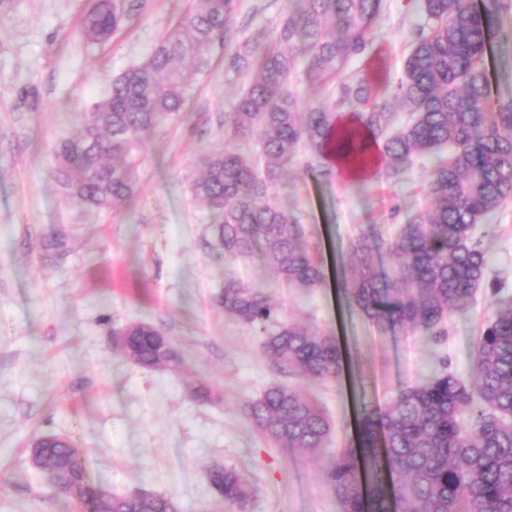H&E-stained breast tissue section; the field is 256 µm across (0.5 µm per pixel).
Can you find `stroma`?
<instances>
[{"instance_id":"obj_1","label":"stroma","mask_w":512,"mask_h":512,"mask_svg":"<svg viewBox=\"0 0 512 512\" xmlns=\"http://www.w3.org/2000/svg\"><path fill=\"white\" fill-rule=\"evenodd\" d=\"M128 2L120 30L92 45L82 32L91 0H0V512H90L32 470L29 442L49 434L84 456L91 486L170 497L180 512H227L210 485L217 465L252 485L249 512H340L323 467L355 441L359 401L386 405L441 358L469 378L474 341L500 300L512 298V201L479 226L487 281L438 345L378 333L336 289L351 239L372 228L390 239L426 204L429 161L398 179L381 168L360 184L314 179L307 151L299 152L274 193L298 217L323 287L304 293L258 258H225L209 245L208 214L191 184L210 151L252 156L257 137L224 131L245 79L217 51L206 72L191 75L185 112L147 134L134 198L86 209L64 197L51 173L57 142L76 134V113L148 57L189 5ZM287 8L288 0H237L231 25L269 44ZM418 21V0H385L375 46L352 71L394 80ZM489 73L494 95L512 98V11L492 42ZM59 235L66 248L48 250ZM228 276L279 301L290 319L337 336L344 376L311 381L265 356L262 336L215 301ZM133 323L161 330L181 368L147 370L114 350L113 330ZM274 383L324 411L332 433L318 457L276 446L248 418L247 403ZM199 385L211 400L189 396Z\"/></svg>"}]
</instances>
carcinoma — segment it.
I'll list each match as a JSON object with an SVG mask.
<instances>
[{
	"label": "carcinoma",
	"instance_id": "cac0c4a2",
	"mask_svg": "<svg viewBox=\"0 0 512 512\" xmlns=\"http://www.w3.org/2000/svg\"><path fill=\"white\" fill-rule=\"evenodd\" d=\"M236 4L190 0L151 55L114 77L106 97L78 114L77 135L56 147L55 180L87 208L110 209L131 198L145 135L185 109L187 64L201 73L222 50L236 75L250 74L225 113V133L261 132L263 163L229 149L207 155L191 192L210 212L217 250L227 259L258 250L293 287L318 288L321 266L307 251L298 218L273 193L299 147L316 177L332 175L339 160L363 172L379 162L399 178L429 157V203L407 216L388 244L400 259L397 276L372 272L381 247L361 234L341 287L380 331L440 341L451 314L485 282L477 227L512 200V100L494 96L486 64L499 15L512 4L419 0L412 48L384 92L350 76L333 103L306 110L289 88L297 60L306 59V84L324 88L372 47L384 0H294L272 47L257 36L232 45ZM127 13L126 0H95L83 20L87 42L109 41ZM400 111L407 119L395 126ZM217 300L264 336L263 353L289 372L310 380L344 374L336 337L290 321L270 296L227 278ZM115 336L124 356L142 368L182 364L149 324H130ZM247 414L275 445L311 456L331 434L322 409L286 384L269 386L248 403ZM357 427V444L330 457L324 471L341 512H512V300L478 336L470 380L444 366L428 382L400 388L386 407L364 406ZM32 465L56 468L65 486L85 476L82 457L58 435L39 438ZM210 482L225 504L248 512L253 492L236 468H213ZM98 505L101 512H178L172 500L144 492L113 494Z\"/></svg>",
	"mask_w": 512,
	"mask_h": 512
}]
</instances>
